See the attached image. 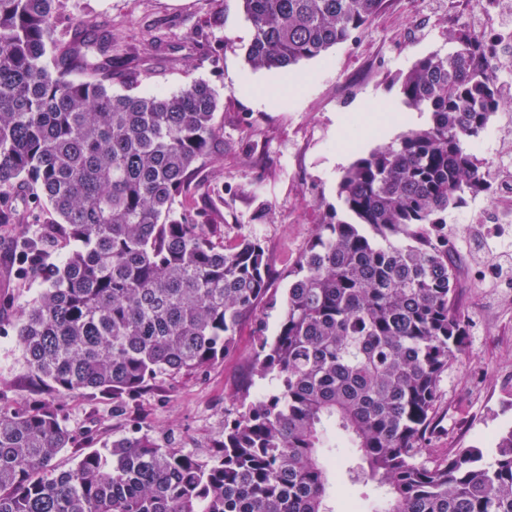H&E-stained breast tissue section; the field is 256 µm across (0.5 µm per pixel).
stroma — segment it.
<instances>
[{
  "mask_svg": "<svg viewBox=\"0 0 512 512\" xmlns=\"http://www.w3.org/2000/svg\"><path fill=\"white\" fill-rule=\"evenodd\" d=\"M453 8V0H384L355 38L331 48L326 58L302 61L288 75L246 62L253 30L240 0H69L68 18L94 21L146 58L137 93H171L193 79L216 89V123L224 142L208 182L224 198V239H260L278 270L268 299L241 326L232 354L206 372L157 381L123 412L114 411L108 399L68 397L65 412L74 433L94 429L103 444L138 429L157 438L173 436L186 451L205 454L224 429L225 412L239 399L265 391V383L250 370L254 328L260 324L266 335L276 334L288 291L286 273L336 205L343 170L403 133V126L383 125L386 113L405 109L398 79L418 58L452 50ZM198 29L203 32L199 48L188 47V35ZM158 30L166 38L155 50L148 38ZM293 77L297 86L283 95L282 86ZM367 107L373 110L370 129L355 122ZM448 222L461 250V305L467 310L480 305L482 315L444 378L441 431L428 451L432 457L473 445L489 447L497 433L512 426V288L472 285L468 269L473 262L465 250L471 227L457 210ZM10 254L0 240V298L11 301L0 309L1 328L37 288L33 282H15ZM48 396L28 377L13 336H0V404ZM353 463L349 452L334 458V512H343L346 500L355 497L374 512L378 490L372 483H349Z\"/></svg>",
  "mask_w": 512,
  "mask_h": 512,
  "instance_id": "1",
  "label": "stroma"
}]
</instances>
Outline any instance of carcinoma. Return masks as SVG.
<instances>
[{"instance_id": "obj_1", "label": "carcinoma", "mask_w": 512, "mask_h": 512, "mask_svg": "<svg viewBox=\"0 0 512 512\" xmlns=\"http://www.w3.org/2000/svg\"><path fill=\"white\" fill-rule=\"evenodd\" d=\"M383 0H242L254 69L290 70L352 39ZM65 0H0V224L15 276L41 281L12 323L28 375L53 400L0 407V512H333L325 448H353L356 484L385 489L379 512H512V428L481 448L421 458L441 384L466 347L448 212L491 192L467 143L506 105L487 45L459 26L455 49L400 77L429 122L357 158L297 261L276 336L254 339L269 390L224 415L214 450L147 433L58 471L74 439L63 400L123 410L162 376L203 373L235 349L268 297L260 240L224 246L200 205L223 138L205 80L133 92L144 61L85 22L62 34ZM126 83L123 93L112 81ZM30 181L50 214L34 234L6 189Z\"/></svg>"}]
</instances>
